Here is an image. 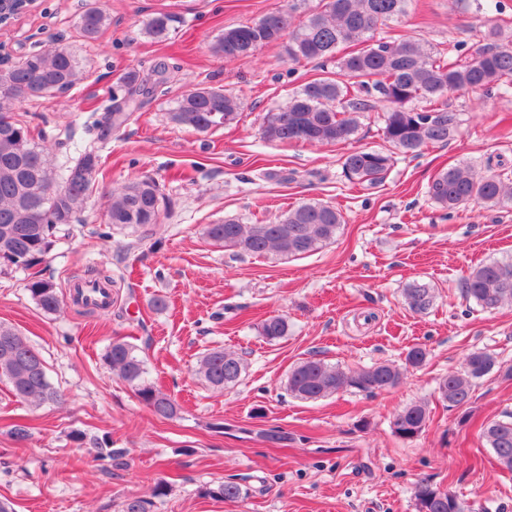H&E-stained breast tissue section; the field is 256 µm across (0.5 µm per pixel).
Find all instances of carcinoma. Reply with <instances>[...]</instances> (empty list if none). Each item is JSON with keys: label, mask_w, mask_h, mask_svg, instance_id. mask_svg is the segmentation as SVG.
Wrapping results in <instances>:
<instances>
[{"label": "carcinoma", "mask_w": 512, "mask_h": 512, "mask_svg": "<svg viewBox=\"0 0 512 512\" xmlns=\"http://www.w3.org/2000/svg\"><path fill=\"white\" fill-rule=\"evenodd\" d=\"M307 0H289L288 8L224 29L213 51L227 63L250 59L257 48L276 44L291 64L316 63L322 74L305 82L288 102L267 112L264 139L282 145H337L353 139L361 114L371 112L373 94L386 103L382 113L385 139L404 156L414 157L425 149L446 145L458 128L457 113L448 110V96L462 90H484L500 97L512 96V17L501 0H486V11L498 15L484 32V44L464 57L449 58L442 50L431 52L419 41L376 31L407 12L409 0H316V5L297 19ZM109 17L95 0L85 4L78 27L83 37L95 38ZM172 15L160 12L146 24L157 40L167 38ZM335 70H327V64ZM79 80L78 61L60 42L30 53L20 62L0 69V272L27 273L25 288L46 314H56L62 299L57 284L43 277L39 266L46 262L59 240L71 234L79 221L89 192L99 173L101 156L96 147L74 145L56 173L48 149L39 146L29 127L14 113L17 101L50 96L73 89ZM107 112L93 122L97 141L106 145L112 133L128 119L117 95L109 97ZM244 103L221 87L195 88L176 102L171 120L196 131L230 125L243 112ZM394 164L390 153L356 149L343 156L346 179L364 189L383 182ZM429 196L450 212L470 203L498 207L512 202V182L467 164L454 165L434 175ZM164 196L152 178L133 180L112 193L107 210L110 227L143 228L159 223ZM343 212L320 201H302L274 222L243 224L226 219L203 230L210 241L255 257L277 253L288 258L304 256L336 238ZM93 281L112 288L107 270L89 267L74 285ZM462 293L483 309L512 304V259L473 267L463 279ZM408 308L423 313L434 303L435 289L414 282L403 289ZM288 317L272 315L260 325L269 341L288 335ZM426 348H410L404 367L376 363L346 373L316 357L296 363L288 372L286 390L306 401L329 397L348 387L374 393L398 385L404 371L421 367ZM113 375L128 383L138 400L154 415L173 418L180 405L170 394L146 379V362L138 345L123 338L109 341L103 355ZM247 365L236 352L213 348L199 359L196 374L211 387L236 384ZM512 379V367L498 365L495 357L474 351L466 358L464 372L441 378L439 397L456 408L468 406L478 380L492 372ZM8 380L20 402L33 407L59 402L63 394L50 381L41 353L16 328L0 323V379ZM430 418L427 403L405 406L393 420L394 432L404 440L418 437ZM481 437L498 464L512 471V413L487 421ZM69 438L94 453L101 462L124 456L112 441L76 429ZM168 485L159 480L150 497L131 496L122 512H151L153 499L166 496ZM212 498L235 502L245 498L241 485L221 480L203 489ZM418 512H463L464 506L447 490L422 480L415 485Z\"/></svg>", "instance_id": "cac0c4a2"}]
</instances>
